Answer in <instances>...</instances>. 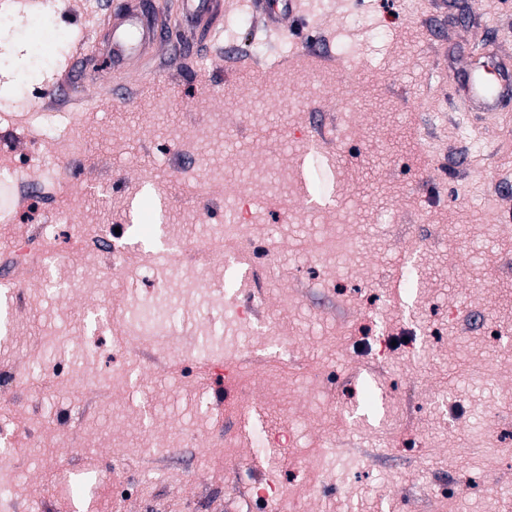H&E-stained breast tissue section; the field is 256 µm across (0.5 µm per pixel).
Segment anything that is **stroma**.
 Returning <instances> with one entry per match:
<instances>
[{
	"label": "stroma",
	"instance_id": "obj_1",
	"mask_svg": "<svg viewBox=\"0 0 512 512\" xmlns=\"http://www.w3.org/2000/svg\"><path fill=\"white\" fill-rule=\"evenodd\" d=\"M223 4L196 58L163 47L159 81L90 85L98 109L45 143L26 113L125 2L0 11V158L52 176L45 208L73 217L57 264L16 276L0 332V512H263L270 494L294 512H507L512 116L475 129L448 76L478 48L512 59V0H302L276 40L240 29L248 0ZM245 207L256 220L230 226ZM106 224L135 261L72 251ZM176 240L202 260H153ZM145 300L180 328L147 334ZM412 324L421 340L398 343ZM144 350L230 368L223 413ZM249 402L289 430L279 454L222 430Z\"/></svg>",
	"mask_w": 512,
	"mask_h": 512
}]
</instances>
